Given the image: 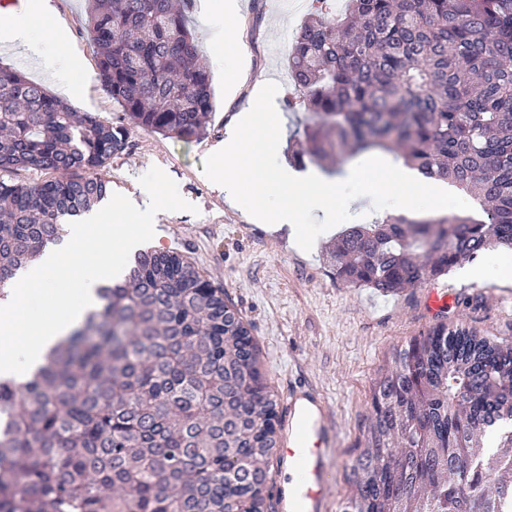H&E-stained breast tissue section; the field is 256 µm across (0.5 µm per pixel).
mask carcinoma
<instances>
[{
    "label": "carcinoma",
    "instance_id": "cac0c4a2",
    "mask_svg": "<svg viewBox=\"0 0 512 512\" xmlns=\"http://www.w3.org/2000/svg\"><path fill=\"white\" fill-rule=\"evenodd\" d=\"M307 17L288 57L322 169L382 151L471 194L486 219L389 216L339 235L329 263L354 287L395 294L496 246L512 248V0H347ZM191 0H93L99 78L129 122L184 140L215 109L189 26ZM128 128L74 112L0 66V299L104 200L92 175ZM220 291L179 256L137 253L124 284L24 382L0 380V512H253L275 434L256 397L257 347ZM340 512H512V341L439 321L394 349ZM493 446H481L482 437Z\"/></svg>",
    "mask_w": 512,
    "mask_h": 512
}]
</instances>
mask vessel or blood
Masks as SVG:
<instances>
[{"label": "vessel or blood", "instance_id": "b4317fda", "mask_svg": "<svg viewBox=\"0 0 512 512\" xmlns=\"http://www.w3.org/2000/svg\"><path fill=\"white\" fill-rule=\"evenodd\" d=\"M424 296L432 313L442 312L453 297L430 283ZM280 450L269 481L275 512H333L339 427L319 390L292 381L281 393Z\"/></svg>", "mask_w": 512, "mask_h": 512}]
</instances>
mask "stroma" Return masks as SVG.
<instances>
[{
    "instance_id": "1",
    "label": "stroma",
    "mask_w": 512,
    "mask_h": 512,
    "mask_svg": "<svg viewBox=\"0 0 512 512\" xmlns=\"http://www.w3.org/2000/svg\"><path fill=\"white\" fill-rule=\"evenodd\" d=\"M194 0L190 28L211 77L215 111L206 134L190 142L143 127L129 130L126 148L113 155L98 175L112 192L138 199L139 179L159 167L178 185L195 212L155 216L149 248L177 254L223 289L225 302L247 326L258 348V367L270 389L293 377L319 388L328 398L340 429V455L334 462L336 500L349 492L347 473L371 408L375 377L393 350L430 326L421 288L385 295L336 280L326 262L329 235H320L311 251L301 250L290 228L257 222L242 207L225 201L204 175V159L223 142L241 111L252 107L261 84L279 85L277 100L291 94L288 55L307 12L297 0H236L225 27H238L240 50L232 68L224 66V48L214 38L205 6ZM69 40L57 47L55 62L32 59L22 49L0 44V63L15 67L47 89L53 72L74 57L70 75L83 85L71 107L104 121L118 122L123 112L98 79L97 48L88 27V0H50ZM460 302L445 319L475 328L481 335L512 340V313L485 301L463 303L473 280L452 269L439 279Z\"/></svg>"
}]
</instances>
